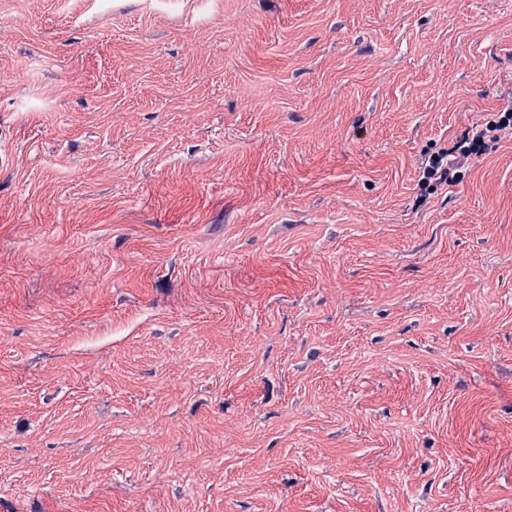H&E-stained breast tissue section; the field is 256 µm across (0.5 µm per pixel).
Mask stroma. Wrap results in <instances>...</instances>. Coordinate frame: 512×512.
Wrapping results in <instances>:
<instances>
[{
  "label": "stroma",
  "mask_w": 512,
  "mask_h": 512,
  "mask_svg": "<svg viewBox=\"0 0 512 512\" xmlns=\"http://www.w3.org/2000/svg\"><path fill=\"white\" fill-rule=\"evenodd\" d=\"M512 0H0V501L512 512ZM474 129L471 137L468 131L449 151L430 156L423 167L420 181L429 185L454 186L459 180L458 165L462 160L482 154L488 142H499L506 138L511 140L512 101L497 112L489 113L484 122Z\"/></svg>",
  "instance_id": "35a3bbf8"
}]
</instances>
